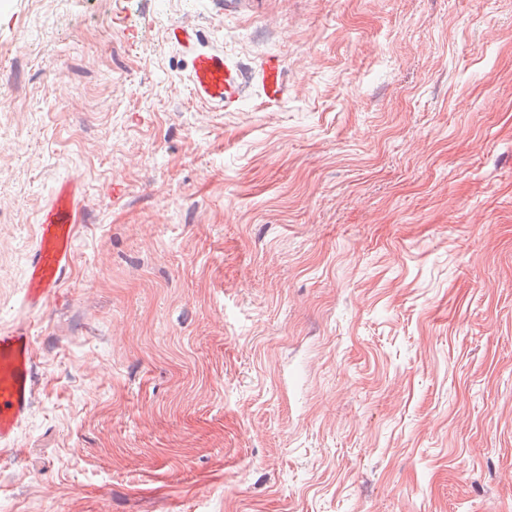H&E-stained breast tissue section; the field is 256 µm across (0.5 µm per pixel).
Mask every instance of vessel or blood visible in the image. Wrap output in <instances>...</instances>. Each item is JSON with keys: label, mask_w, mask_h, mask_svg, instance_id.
Wrapping results in <instances>:
<instances>
[{"label": "vessel or blood", "mask_w": 512, "mask_h": 512, "mask_svg": "<svg viewBox=\"0 0 512 512\" xmlns=\"http://www.w3.org/2000/svg\"><path fill=\"white\" fill-rule=\"evenodd\" d=\"M170 38L192 55L191 81L196 94L222 108L236 107L243 89L237 64L224 53L197 50L196 35L186 27H174ZM284 70L283 60L272 56L258 72L256 79L268 102L283 97ZM79 213V192L73 182L59 184L41 209L37 240L25 274L24 302L27 308H42L58 296L71 267ZM34 365L30 323L22 320L0 329L1 447L13 443L28 415Z\"/></svg>", "instance_id": "b4317fda"}]
</instances>
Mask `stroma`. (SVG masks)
<instances>
[{"label": "stroma", "instance_id": "stroma-1", "mask_svg": "<svg viewBox=\"0 0 512 512\" xmlns=\"http://www.w3.org/2000/svg\"><path fill=\"white\" fill-rule=\"evenodd\" d=\"M177 25L250 79L237 109L194 93ZM68 180L71 269L33 312ZM21 320L0 512H512V0H0ZM284 70L283 60L270 56L257 73L256 79L270 103L279 101L285 93ZM79 213L77 184L60 183L38 216L37 240L24 282L27 308L40 309L58 296L71 267ZM35 352L31 324L19 321L0 329V446L14 443L25 421L34 378Z\"/></svg>", "mask_w": 512, "mask_h": 512}]
</instances>
